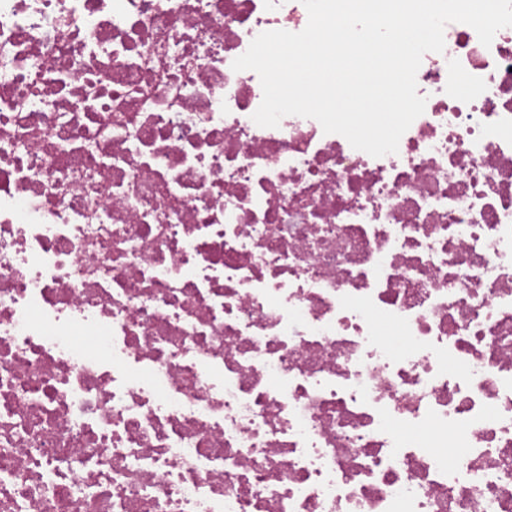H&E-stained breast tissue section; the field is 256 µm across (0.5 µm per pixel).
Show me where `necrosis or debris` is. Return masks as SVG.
Returning a JSON list of instances; mask_svg holds the SVG:
<instances>
[{
  "instance_id": "1",
  "label": "necrosis or debris",
  "mask_w": 512,
  "mask_h": 512,
  "mask_svg": "<svg viewBox=\"0 0 512 512\" xmlns=\"http://www.w3.org/2000/svg\"><path fill=\"white\" fill-rule=\"evenodd\" d=\"M301 0H0V512H512V27L375 158L252 119Z\"/></svg>"
}]
</instances>
